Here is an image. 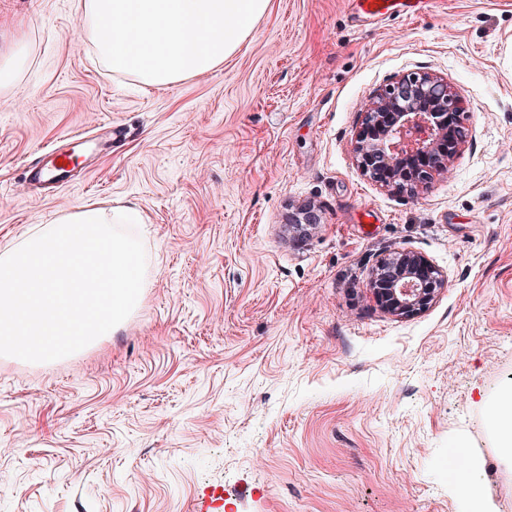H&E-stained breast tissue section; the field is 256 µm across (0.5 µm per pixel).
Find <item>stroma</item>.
I'll list each match as a JSON object with an SVG mask.
<instances>
[{
	"mask_svg": "<svg viewBox=\"0 0 512 512\" xmlns=\"http://www.w3.org/2000/svg\"><path fill=\"white\" fill-rule=\"evenodd\" d=\"M76 0H0L26 63L0 90V249L73 207L131 205L142 304L65 358L0 356V512H512L488 400L512 385V0H437L357 22L346 0H271L224 64L170 86L112 73ZM447 80L466 138L413 192L363 175L375 93ZM109 121L128 138L66 186L41 147ZM316 223L295 226L303 209ZM395 251L448 277L408 318L376 301ZM481 470L477 463H473L464 471L452 470L451 485L461 495H472L474 488L480 480Z\"/></svg>",
	"mask_w": 512,
	"mask_h": 512,
	"instance_id": "stroma-1",
	"label": "stroma"
}]
</instances>
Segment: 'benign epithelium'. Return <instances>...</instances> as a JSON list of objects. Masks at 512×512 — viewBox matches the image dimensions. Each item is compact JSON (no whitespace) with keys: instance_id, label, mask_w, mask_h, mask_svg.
<instances>
[{"instance_id":"obj_1","label":"benign epithelium","mask_w":512,"mask_h":512,"mask_svg":"<svg viewBox=\"0 0 512 512\" xmlns=\"http://www.w3.org/2000/svg\"><path fill=\"white\" fill-rule=\"evenodd\" d=\"M459 116L458 99L442 78L401 77L376 95L362 117L354 147L358 169L400 191L430 182L464 141ZM372 284L383 308L412 316L429 307L447 280L424 256L398 251L381 261Z\"/></svg>"}]
</instances>
